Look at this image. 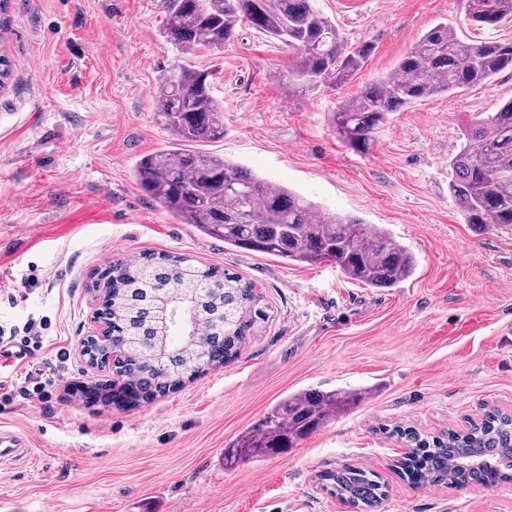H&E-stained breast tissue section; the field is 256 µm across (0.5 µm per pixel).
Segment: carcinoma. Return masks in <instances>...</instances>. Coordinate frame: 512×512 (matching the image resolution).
Instances as JSON below:
<instances>
[{"label": "carcinoma", "instance_id": "obj_1", "mask_svg": "<svg viewBox=\"0 0 512 512\" xmlns=\"http://www.w3.org/2000/svg\"><path fill=\"white\" fill-rule=\"evenodd\" d=\"M468 19L494 26L512 16V0H464ZM163 37L185 55L220 49L237 29L249 28L294 55L289 93L318 83L342 85L374 51L347 44L316 0H163ZM512 70V40L460 38L448 24L428 29L381 77L340 104L332 123L349 150L366 153L373 134L390 116L437 95L489 84ZM158 117L173 136L172 147L141 157L133 170L140 189L181 224L224 241V246L299 263L328 262L343 276L370 288H395L411 278L410 249L384 228L362 219L323 211L316 202L223 157L196 149L224 138V103L212 91V73L192 65L172 71L158 85ZM449 193L466 223L512 231V99L464 129L449 161ZM165 287L195 313L198 343L171 350L161 372L148 349H132L118 374L137 395L149 399L204 371L234 359L260 316L259 297L238 275L200 268L187 256L152 254L117 262L101 289L102 315L118 339L155 340L153 309ZM361 389L308 388L289 393L252 428L224 448V467L257 462L294 446L340 414L362 404ZM414 445L401 468L419 487L448 480L462 487L512 477V417L496 410L466 433L428 440L404 433ZM325 488L363 509L386 497L377 476L363 468L338 467L324 474Z\"/></svg>", "mask_w": 512, "mask_h": 512}]
</instances>
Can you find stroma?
Segmentation results:
<instances>
[{
    "mask_svg": "<svg viewBox=\"0 0 512 512\" xmlns=\"http://www.w3.org/2000/svg\"><path fill=\"white\" fill-rule=\"evenodd\" d=\"M317 6L347 43L374 51L348 83L295 95L292 54L248 27L221 50L179 53L162 36V0H10L0 14L12 63L0 92V347L20 344L28 319L49 322L35 355L0 361V381H53L47 400L0 407V425L35 444L28 461L0 465V512H351L322 479L343 463L386 485L376 512H512V481L420 488L398 467L410 450L401 431L435 437L494 408L512 415V234L466 224L448 193L465 124L512 99V71L392 115L364 154L331 124L434 23L512 39V17L478 29L461 0ZM186 64L214 70L224 103V138L202 151L383 225L413 251L414 276L371 288L330 264L228 249L142 192L132 167L173 141L156 88ZM145 253L236 273L264 317L231 363L117 406L87 395L112 377L80 353L100 305L91 285ZM340 387L371 395L294 448L225 469L226 441L275 401Z\"/></svg>",
    "mask_w": 512,
    "mask_h": 512,
    "instance_id": "obj_1",
    "label": "stroma"
}]
</instances>
